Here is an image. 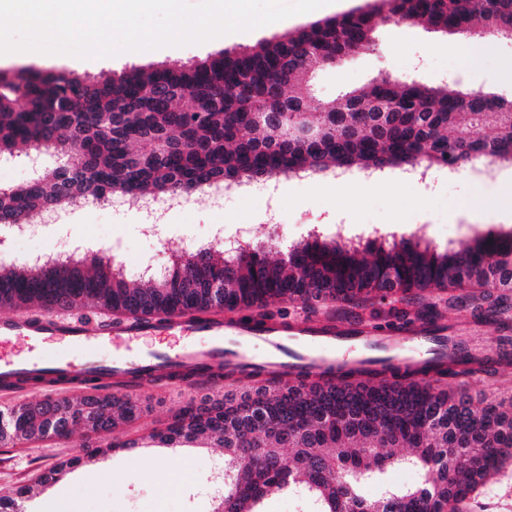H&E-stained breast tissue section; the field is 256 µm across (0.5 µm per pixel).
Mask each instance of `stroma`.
I'll use <instances>...</instances> for the list:
<instances>
[{
  "instance_id": "stroma-1",
  "label": "stroma",
  "mask_w": 512,
  "mask_h": 512,
  "mask_svg": "<svg viewBox=\"0 0 512 512\" xmlns=\"http://www.w3.org/2000/svg\"><path fill=\"white\" fill-rule=\"evenodd\" d=\"M374 0H331L328 7L298 14L249 32L232 33L199 45L163 47L128 52L75 66L69 55L26 54L19 61H1L0 72L21 69L54 70L96 76L119 73L131 66L190 64L222 51L250 48L262 41L306 26L311 22L373 4ZM470 41L431 33L406 23L383 25L373 47L346 62L316 70L312 92L322 101L386 77L398 82L418 81L430 86L455 83L512 97V42L494 40L491 53L472 58ZM426 182L408 177L401 169L381 173L380 187H367V174L357 169L305 176H280L270 182L240 186L220 200L196 194L181 207L152 216L127 205L89 207L78 201L58 210L52 226L43 215L32 223L42 225L34 239L15 243L18 251L52 254L58 241L76 245L91 239L101 245V256L120 252L129 270L148 265L166 267L172 250L194 251L208 242L215 225H223L225 238L248 229L252 244L268 246V224L277 220L282 242L292 244L319 231L333 238L336 225L346 227L347 238L368 246L378 236L419 238L440 250L457 246L475 235L512 231V208L475 212L476 194L512 187V166L495 165L458 173L432 168ZM199 390L176 381L138 390L144 407L132 425L102 437V444L128 438L140 447L116 450L103 456H82L85 430H75L66 440L17 441L0 445V495L36 483L39 475L70 458H78L60 481L41 487L25 502L26 512H52L63 504L65 512H213L215 489L224 471L223 449L204 439L166 447L153 440L172 417L199 397ZM471 512H512V459L480 488Z\"/></svg>"
}]
</instances>
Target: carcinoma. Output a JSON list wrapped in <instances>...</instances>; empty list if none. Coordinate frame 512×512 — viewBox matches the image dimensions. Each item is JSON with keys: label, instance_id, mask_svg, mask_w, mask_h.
<instances>
[{"label": "carcinoma", "instance_id": "cac0c4a2", "mask_svg": "<svg viewBox=\"0 0 512 512\" xmlns=\"http://www.w3.org/2000/svg\"><path fill=\"white\" fill-rule=\"evenodd\" d=\"M390 20L468 37L493 30L512 40V0H375L257 48L189 65L132 67L81 82L67 73L40 75L23 98L0 90V155L40 150L67 158L75 142L84 154L76 165L65 161L45 171L31 190L0 194V223L26 224L35 212L106 192L167 197L308 171L512 166V98L383 77L330 102L314 99V68L372 45ZM254 112L266 113L267 122L252 125ZM489 116L494 128L485 132ZM306 117L320 134L315 144L293 133ZM285 300L324 313L333 328L357 323L390 333L418 324L446 330L447 311L465 309L472 323L494 327L496 347L487 352L450 335L464 346L461 354L406 367L373 360L328 369L311 384L288 381L305 372L228 363L138 378L227 387L224 397L201 399L159 434L165 445L204 436L224 448L228 484L215 512H260L272 489L308 497L315 512H365L374 503L381 512H464L512 456V408L477 404L465 390L443 385L493 380L512 369L511 232H489L445 251L412 239L374 240L365 251L313 239L297 263L272 261L258 245L232 254L209 249L191 260L181 252L145 286L94 255L56 260L47 274L26 264L0 273V308L102 306L134 317L220 308L240 314L244 325L264 326L286 319L282 309H271ZM242 376L256 388L239 396L231 387ZM100 380L85 381L90 395L1 408L0 444L67 438L78 428L106 435L135 422L137 398L102 394ZM83 447L93 457L136 442ZM80 460L55 465L40 483L58 481ZM397 465L417 469L422 481L365 495V484L382 483ZM285 467L288 484L280 477ZM33 494L25 486L0 496V512H20Z\"/></svg>", "mask_w": 512, "mask_h": 512}]
</instances>
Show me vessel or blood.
<instances>
[{
    "label": "vessel or blood",
    "instance_id": "b4317fda",
    "mask_svg": "<svg viewBox=\"0 0 512 512\" xmlns=\"http://www.w3.org/2000/svg\"><path fill=\"white\" fill-rule=\"evenodd\" d=\"M11 341L39 345L44 354L0 356V385L23 375L63 377L75 385L100 372L125 380L131 372L162 366L248 363L260 347L270 359L313 376L368 359L416 365L434 354L430 334L420 326L406 337L388 340L366 325L338 332L321 321L248 328L224 319L217 309L114 320L102 319L97 309L79 316L62 308L39 317L1 315L0 345Z\"/></svg>",
    "mask_w": 512,
    "mask_h": 512
}]
</instances>
